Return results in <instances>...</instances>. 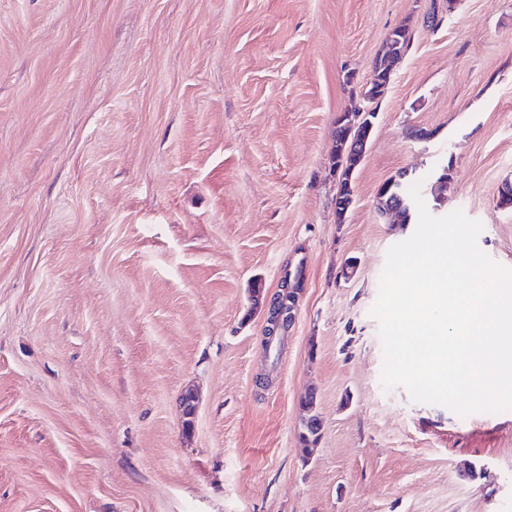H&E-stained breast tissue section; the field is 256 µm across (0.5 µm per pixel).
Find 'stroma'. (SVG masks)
Wrapping results in <instances>:
<instances>
[{"mask_svg": "<svg viewBox=\"0 0 512 512\" xmlns=\"http://www.w3.org/2000/svg\"><path fill=\"white\" fill-rule=\"evenodd\" d=\"M402 24L340 219L336 117ZM403 173L512 269V0H0V512H512V410L382 386ZM298 266L266 346L250 287ZM397 184L388 193L377 195L376 208L381 214L388 211H399L398 215L402 218V224H409L413 209L411 206V196L408 192V186L401 180H396ZM403 203V206L401 204Z\"/></svg>", "mask_w": 512, "mask_h": 512, "instance_id": "1", "label": "stroma"}]
</instances>
